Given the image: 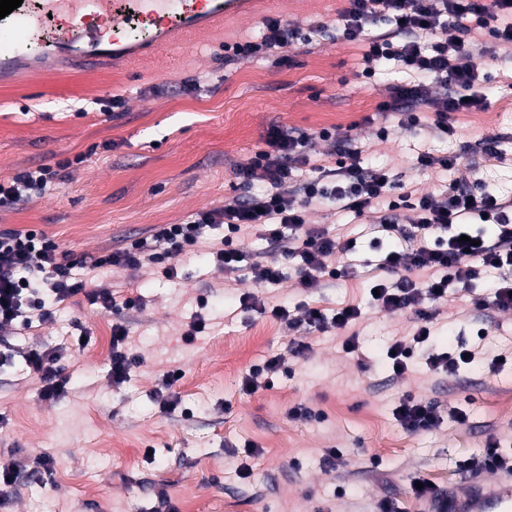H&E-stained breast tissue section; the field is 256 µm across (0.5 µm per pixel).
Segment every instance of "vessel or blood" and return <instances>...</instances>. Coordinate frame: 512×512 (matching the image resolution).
<instances>
[{
  "label": "vessel or blood",
  "mask_w": 512,
  "mask_h": 512,
  "mask_svg": "<svg viewBox=\"0 0 512 512\" xmlns=\"http://www.w3.org/2000/svg\"><path fill=\"white\" fill-rule=\"evenodd\" d=\"M279 0H43L39 12L14 11L22 34L39 33L47 16H67L70 26L51 41L56 50L88 65L110 60L130 65L145 54L176 59L195 50L204 33L223 28L226 18L274 15ZM150 28L130 39L129 14ZM431 512H512V482L464 479L457 492L435 497Z\"/></svg>",
  "instance_id": "obj_1"
}]
</instances>
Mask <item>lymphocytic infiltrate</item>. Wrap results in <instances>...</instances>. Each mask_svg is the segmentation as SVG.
I'll return each instance as SVG.
<instances>
[{"mask_svg": "<svg viewBox=\"0 0 512 512\" xmlns=\"http://www.w3.org/2000/svg\"><path fill=\"white\" fill-rule=\"evenodd\" d=\"M382 20L390 21L392 30L375 33ZM330 25L340 39L361 46L363 77H373L387 62L406 74V81L391 87L390 98L380 109L398 114L400 127L419 132L426 127L421 106L432 109L435 119L431 126L446 134L453 131V113L483 106V97L473 92L482 74L481 64L469 50L474 28L487 30L504 48L505 59L512 61V0H345L332 22L315 21L305 28L263 17L258 35L234 43L231 51L236 57L267 58L298 43L317 42ZM432 82L443 87V94L430 96L428 85ZM316 137L328 140L332 133L323 129L315 135L297 134L272 127L250 164L236 172L242 183L262 182L261 192L197 212L183 224L157 225L151 239L100 256L91 261V268L151 265L161 259L163 251H180L215 234L219 240L211 255L225 274L244 269L256 284H280L284 279L281 267L258 257L246 261L233 244L242 228H259L265 240L296 260L300 287L315 288L325 279L354 274L361 268L390 274V281L376 282L379 295L371 303L383 310L410 311L418 320L411 341L396 339L388 348L393 373L403 374L414 346L430 339L431 305L472 292L475 282L497 266H512V198L486 188L475 189L462 180L437 194L414 198L405 192L394 198L390 195L394 187L390 169L362 167L358 150L340 148L332 169L313 161L309 150ZM306 168L311 175L302 185V195H295L291 184L297 172ZM57 187V173L51 166L16 173L0 183V208ZM315 200L329 201L338 210L358 216L379 201H387L388 214L372 222L368 233L375 244L397 240V248L372 260L360 256L357 237L308 226L306 208ZM402 209L408 210L407 219L399 218ZM482 222L494 225L493 239L477 231ZM77 266L69 253L37 230L0 229V328L16 322L25 329L35 323H54L65 302L81 293L110 312L136 306L135 298H119L106 287L87 291ZM241 303L292 328L305 326L340 335L346 352L359 349L355 326L362 317L360 306H344L329 317L306 305L292 309L281 304L269 306L251 294L243 295ZM128 336L126 326L113 324L110 375L118 388L129 383L143 363L140 355L130 352ZM67 350L64 344L40 345L22 353L27 369L42 383L45 400H56L65 393L70 378L60 362ZM393 416L411 432L431 431L441 424L434 403L409 396L398 399Z\"/></svg>", "mask_w": 512, "mask_h": 512, "instance_id": "f902f5d3", "label": "lymphocytic infiltrate"}]
</instances>
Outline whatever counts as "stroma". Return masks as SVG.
<instances>
[{
  "mask_svg": "<svg viewBox=\"0 0 512 512\" xmlns=\"http://www.w3.org/2000/svg\"><path fill=\"white\" fill-rule=\"evenodd\" d=\"M339 0H281L289 23L307 27L331 20ZM258 17L228 22L178 66L143 61L128 71L112 67L71 70L50 63L21 65L0 81V182L40 165L69 161L57 191L0 209V229H37L76 260H93L151 235L158 224H179L198 211L243 195L234 174L246 165L275 125L349 135L363 166L391 168L396 181L416 194L436 193L458 179L481 180L512 195V72L487 69L478 92L482 121L452 117V136L431 137L438 156L457 155L456 169L414 168L412 133L380 112L391 84L402 75L385 67L372 79L359 74L357 45L326 32L321 43L290 48L284 61H224V45L252 35ZM200 80L188 91L192 80ZM119 96L111 113L97 103ZM387 126V139L376 127ZM493 136L504 161L488 162L481 141ZM83 162H75V155ZM245 255L282 264L285 280L260 287L250 278L225 284L214 264L190 251L140 271L108 268L90 285L107 283L117 295L139 298L124 311L134 352L144 363L129 384L110 377L112 314L73 297L51 325L0 330V462L19 469L15 497L0 512H157L167 493L176 512H378L381 500L399 512H426L413 483L429 480L439 491L458 486L464 465L489 440L512 454V414L493 404L512 397V313L473 308L469 299L441 306L434 343L473 342L489 331L485 347L504 354L497 371L464 365L453 377L428 371L414 353L407 372L392 377L389 339L412 329L409 315L369 309L370 281L357 275L326 281L302 292L295 261L252 231L238 241ZM177 270L167 278L165 268ZM253 293L287 307L306 304L333 314L348 304L366 308L359 349L345 353L340 338L240 308ZM209 298L211 325L194 341L184 339L196 300ZM90 332L63 362L72 379L49 402L16 350L66 341L72 321ZM308 343L307 358L289 351ZM280 354L285 370L270 388L248 395L240 379L251 365ZM179 372L173 392L190 416L163 413L152 393L167 372ZM436 402L442 417L432 431L411 433L393 416L402 395ZM309 417L290 418L294 406ZM468 413L457 424L453 410ZM259 448L246 457V445ZM329 448L341 449L336 471L322 467ZM48 457L51 468L39 460ZM249 464L250 479L236 478Z\"/></svg>",
  "mask_w": 512,
  "mask_h": 512,
  "instance_id": "1",
  "label": "stroma"
}]
</instances>
